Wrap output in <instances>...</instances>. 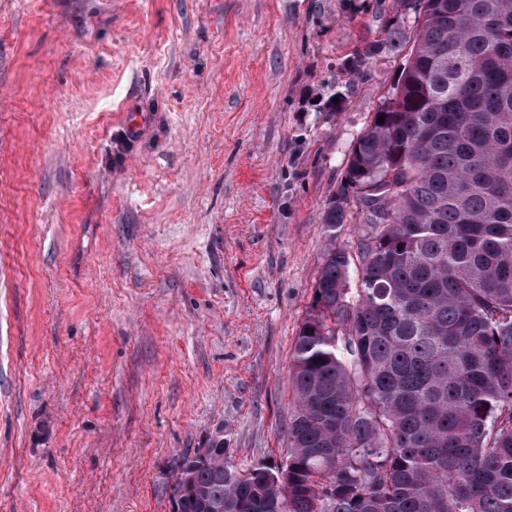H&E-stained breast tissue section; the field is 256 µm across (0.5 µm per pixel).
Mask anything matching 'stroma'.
Listing matches in <instances>:
<instances>
[{
  "label": "stroma",
  "mask_w": 512,
  "mask_h": 512,
  "mask_svg": "<svg viewBox=\"0 0 512 512\" xmlns=\"http://www.w3.org/2000/svg\"><path fill=\"white\" fill-rule=\"evenodd\" d=\"M395 15L412 42L403 0H0V512L285 459L324 205L402 65L347 61Z\"/></svg>",
  "instance_id": "35a3bbf8"
}]
</instances>
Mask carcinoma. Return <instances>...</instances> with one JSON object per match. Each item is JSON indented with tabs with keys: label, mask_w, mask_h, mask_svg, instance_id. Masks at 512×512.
I'll use <instances>...</instances> for the list:
<instances>
[{
	"label": "carcinoma",
	"mask_w": 512,
	"mask_h": 512,
	"mask_svg": "<svg viewBox=\"0 0 512 512\" xmlns=\"http://www.w3.org/2000/svg\"><path fill=\"white\" fill-rule=\"evenodd\" d=\"M413 2V46L324 206L287 458L184 459L180 512H512V0ZM380 33L354 72L402 51L398 18ZM349 214L348 221L344 224L342 232L338 233L336 245H343L354 258V262L358 265L359 260L357 256V240L359 239V232H362L366 225L363 224L362 211L358 207L357 201L352 197L347 206Z\"/></svg>",
	"instance_id": "cac0c4a2"
}]
</instances>
